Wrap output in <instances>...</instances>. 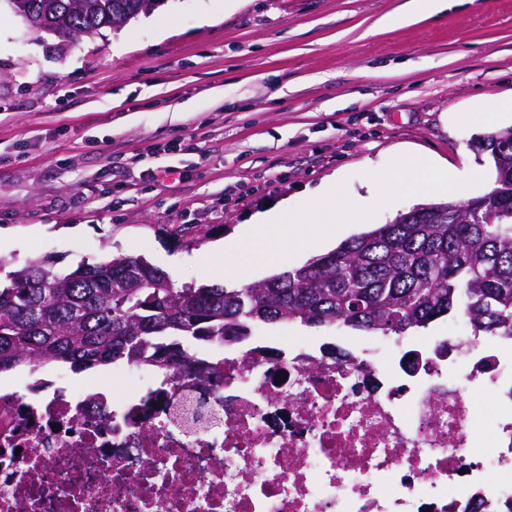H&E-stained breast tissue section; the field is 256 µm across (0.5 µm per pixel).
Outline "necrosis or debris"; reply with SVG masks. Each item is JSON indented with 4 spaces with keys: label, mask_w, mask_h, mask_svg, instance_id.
<instances>
[{
    "label": "necrosis or debris",
    "mask_w": 512,
    "mask_h": 512,
    "mask_svg": "<svg viewBox=\"0 0 512 512\" xmlns=\"http://www.w3.org/2000/svg\"><path fill=\"white\" fill-rule=\"evenodd\" d=\"M511 345L267 339L164 385L145 365L44 378L0 393V512H503Z\"/></svg>",
    "instance_id": "4bbe7bcc"
}]
</instances>
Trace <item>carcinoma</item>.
Returning a JSON list of instances; mask_svg holds the SVG:
<instances>
[{
	"label": "carcinoma",
	"instance_id": "obj_1",
	"mask_svg": "<svg viewBox=\"0 0 512 512\" xmlns=\"http://www.w3.org/2000/svg\"><path fill=\"white\" fill-rule=\"evenodd\" d=\"M48 27L97 32L159 0H25ZM496 182L486 195L420 204L334 250L242 285L185 284L118 254L66 273L49 258L0 278V373L69 365L75 373L149 364L175 376L195 363L180 339L231 346L253 324H342L398 336L462 313L476 336L512 337V129L476 140Z\"/></svg>",
	"mask_w": 512,
	"mask_h": 512
}]
</instances>
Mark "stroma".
Instances as JSON below:
<instances>
[{"mask_svg": "<svg viewBox=\"0 0 512 512\" xmlns=\"http://www.w3.org/2000/svg\"><path fill=\"white\" fill-rule=\"evenodd\" d=\"M404 0H162L118 29L60 46L0 0V258L57 268L142 256L175 286L220 284L213 245L267 203L332 177L361 194L403 149L476 177L390 202L358 234L420 202L494 186L469 114L512 93V0H450L383 27ZM182 228L181 237L171 229ZM253 335L350 340L336 325L258 324Z\"/></svg>", "mask_w": 512, "mask_h": 512, "instance_id": "obj_1", "label": "stroma"}]
</instances>
